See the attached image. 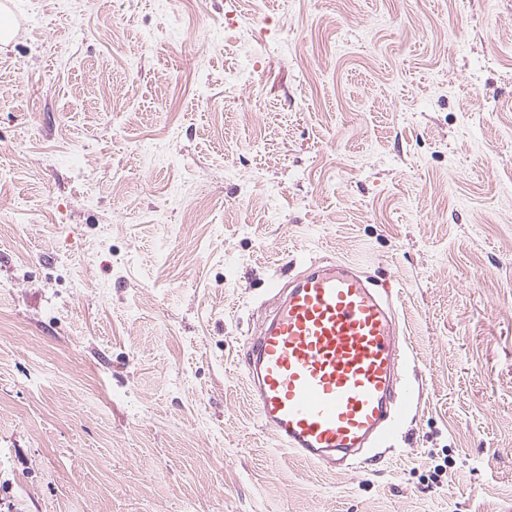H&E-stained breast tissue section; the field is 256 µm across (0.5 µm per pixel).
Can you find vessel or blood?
<instances>
[{
    "label": "vessel or blood",
    "instance_id": "vessel-or-blood-1",
    "mask_svg": "<svg viewBox=\"0 0 512 512\" xmlns=\"http://www.w3.org/2000/svg\"><path fill=\"white\" fill-rule=\"evenodd\" d=\"M397 331L391 292L348 269L313 264L289 280L246 362L280 450L333 470L392 447L406 410Z\"/></svg>",
    "mask_w": 512,
    "mask_h": 512
}]
</instances>
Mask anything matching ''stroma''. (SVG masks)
Segmentation results:
<instances>
[{
  "label": "stroma",
  "instance_id": "1",
  "mask_svg": "<svg viewBox=\"0 0 512 512\" xmlns=\"http://www.w3.org/2000/svg\"><path fill=\"white\" fill-rule=\"evenodd\" d=\"M11 5L0 500L512 512V0ZM305 259L400 290L402 438L336 471L243 363Z\"/></svg>",
  "mask_w": 512,
  "mask_h": 512
}]
</instances>
